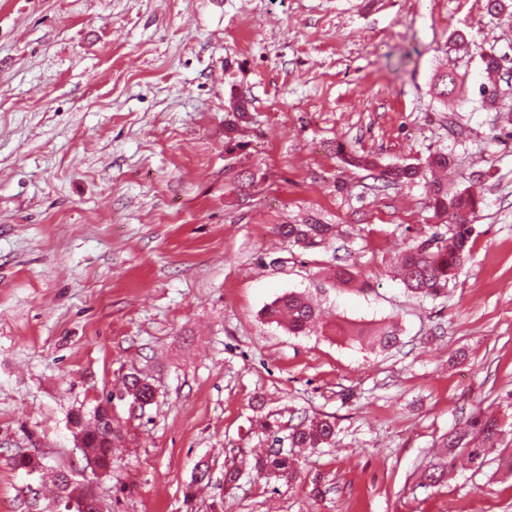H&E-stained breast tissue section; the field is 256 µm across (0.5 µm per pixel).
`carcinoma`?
I'll list each match as a JSON object with an SVG mask.
<instances>
[{"label": "carcinoma", "mask_w": 512, "mask_h": 512, "mask_svg": "<svg viewBox=\"0 0 512 512\" xmlns=\"http://www.w3.org/2000/svg\"><path fill=\"white\" fill-rule=\"evenodd\" d=\"M345 162L353 167L379 171L377 179L385 186L412 181L418 176L432 174L448 168L450 158L443 152H435L426 160L422 168L411 165H391L379 167L372 158L356 152L344 153ZM429 208L434 217L446 226L443 234L434 233L427 239L409 244L397 266V276L407 291L421 297L438 298L447 292L449 284L455 280L470 253L469 242L474 227L468 217L475 214L479 201L469 192H448V185L435 179L432 181ZM277 234L288 244L304 249L320 247L336 238V225L323 224L312 220L305 224H280ZM265 316L274 323L286 321L288 332L300 334L316 321L317 309L303 296L289 292L275 299L264 309ZM335 333L352 336L357 341H368L381 349L397 344L396 328L388 325L364 330L336 326ZM126 394L140 405L152 403L155 393L151 384L134 376L126 386ZM108 411L98 408L94 420L80 427L78 437L82 442L81 451L87 461L102 472L112 471V448L120 440L118 430L109 428ZM502 432L497 417L476 413L470 417L466 428L448 433V464H453L455 450L468 454L472 464H482L485 449L494 445ZM336 435V422L326 415L322 418L303 419L290 427L287 436L288 448H271L264 455L254 457L251 469L257 476L266 479H292L296 462L292 455L294 448H320L328 444ZM66 498L75 503V512H84L82 505L88 493L70 486L65 474L57 475Z\"/></svg>", "instance_id": "obj_1"}]
</instances>
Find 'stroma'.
I'll return each mask as SVG.
<instances>
[{
  "label": "stroma",
  "mask_w": 512,
  "mask_h": 512,
  "mask_svg": "<svg viewBox=\"0 0 512 512\" xmlns=\"http://www.w3.org/2000/svg\"><path fill=\"white\" fill-rule=\"evenodd\" d=\"M485 52L504 58L492 107ZM344 149L384 165L442 151L449 190L480 191L445 296L395 274L406 243L444 230L425 180L377 189ZM310 217L336 239L302 250L275 233ZM341 260L360 280L331 277ZM288 292L323 312L309 335L263 314ZM337 322L394 323L400 342L331 335ZM133 374L152 404L123 397ZM104 399L121 430L108 474L72 422ZM477 411L504 424L484 467L461 459L424 485ZM323 415L336 437L301 451L296 478L255 477L254 452ZM511 454L512 7L0 0V512H67L20 455L104 512H512Z\"/></svg>",
  "instance_id": "stroma-1"
}]
</instances>
